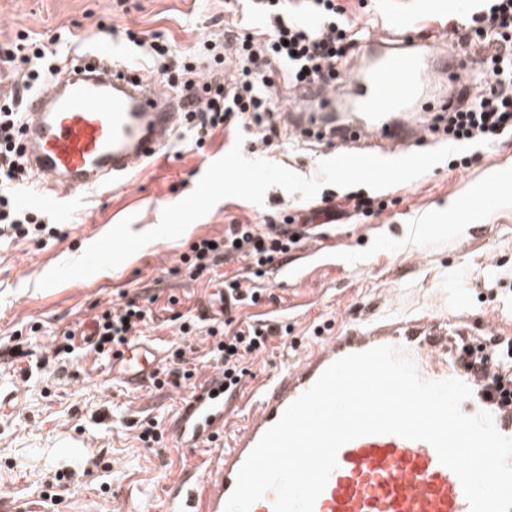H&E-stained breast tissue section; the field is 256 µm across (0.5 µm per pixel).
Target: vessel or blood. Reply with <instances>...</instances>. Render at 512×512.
<instances>
[{
  "mask_svg": "<svg viewBox=\"0 0 512 512\" xmlns=\"http://www.w3.org/2000/svg\"><path fill=\"white\" fill-rule=\"evenodd\" d=\"M369 45L380 51L376 63L344 80L362 90L355 113L338 118L311 109L291 112L290 131L326 128L342 143L375 137L391 148L426 132V125L391 123L387 115L419 97L424 77L453 74L454 54L436 53L433 45L410 39L386 45L373 36ZM111 59L107 46L85 56L84 71L61 69L24 114L27 165L53 189L83 192L128 178L164 149L186 120L183 95L160 90L141 74L109 68ZM334 89V80L327 79L297 90L296 97L310 106L328 103ZM457 322L454 308L443 307L418 317L367 320L316 343L269 377L240 415L234 435L217 448L210 442L223 431L229 404L221 372L211 373L172 428L177 446L204 447L208 453L201 470L189 473L169 495L168 512H225L239 468L284 410L334 361L378 345L410 359L422 380L463 381L471 390L463 413H489L496 429L512 438V405L501 404L479 370L448 360V330ZM159 364L158 351L136 341L113 357L110 372L134 385L149 379ZM313 512H470V507L458 477L429 443L384 434L339 449L337 467Z\"/></svg>",
  "mask_w": 512,
  "mask_h": 512,
  "instance_id": "b4317fda",
  "label": "vessel or blood"
}]
</instances>
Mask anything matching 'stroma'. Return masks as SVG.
I'll return each mask as SVG.
<instances>
[{
  "label": "stroma",
  "mask_w": 512,
  "mask_h": 512,
  "mask_svg": "<svg viewBox=\"0 0 512 512\" xmlns=\"http://www.w3.org/2000/svg\"><path fill=\"white\" fill-rule=\"evenodd\" d=\"M349 28L341 73L366 60L368 32L390 31L418 42L456 41L460 0H336ZM254 41L267 38L269 20L254 15L248 0H0V45L18 34L62 30L76 34L84 53L130 30L146 43L169 45L174 54L196 55L199 74L212 72L203 42L222 44L232 26ZM181 127L168 148L123 186L58 198L48 206L61 235L47 245L32 240L0 243V506L27 512H166L170 489L201 464L202 448L171 442L149 448L140 425L156 418L162 428L177 421L195 387L183 382L162 390L132 386L110 377L108 358L79 352L56 360L53 335L92 321L119 301L121 293L152 299L153 320L141 341L166 351L179 335L167 322L169 298L177 309L211 313V289L179 269L180 257L200 238L220 237L227 224H281L342 204L345 189L322 188L312 200L274 187L265 206L239 198L218 202L176 239H158L118 267L73 279L48 290L38 281L57 264L75 258L126 216L132 231L155 227L164 207L195 187L209 165L241 143L250 159H265L299 176L315 178L321 160L343 150L327 140L283 136L272 145L254 124L237 132L214 130L203 149ZM469 166L458 157L420 177L383 190L388 208L377 217L338 213L334 223L315 227L287 257L298 277L284 280L270 270L261 283L272 301L237 309V320L254 314L283 317L288 336L247 360L240 397L250 396L286 358L310 343L336 335L348 324L385 315H414L459 290L461 313L472 320L497 306H512V137L476 148ZM501 190L485 211L465 206L466 197L491 185ZM31 335L15 340L20 328Z\"/></svg>",
  "instance_id": "35a3bbf8"
}]
</instances>
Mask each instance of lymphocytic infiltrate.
Instances as JSON below:
<instances>
[{
    "instance_id": "lymphocytic-infiltrate-1",
    "label": "lymphocytic infiltrate",
    "mask_w": 512,
    "mask_h": 512,
    "mask_svg": "<svg viewBox=\"0 0 512 512\" xmlns=\"http://www.w3.org/2000/svg\"><path fill=\"white\" fill-rule=\"evenodd\" d=\"M258 10L270 20L272 28L264 42L250 36H236L239 75L230 83L217 80L196 84V68L192 63L179 65L186 87H200L205 102L190 108L187 120L196 145L217 128L235 127L243 117H251L263 128L265 143L281 138L282 130L270 119V103L266 93V72L278 66L284 69L289 83L310 85L336 74L335 65L345 54L346 27L341 20L343 9L336 0H306L307 10L320 23L310 27L288 13L286 0H254ZM461 46L480 43L487 52L484 67L477 78L479 96L461 89L460 105L449 112L444 130L449 140L475 142L496 141L512 134V0H482L479 11L464 20L458 34ZM61 36L53 33L31 42L18 37L9 46H0V63L23 65L11 100L0 103V242L29 238L45 244L57 239L59 229L39 210L21 209L15 189L28 176L21 162L20 119L36 93L46 87L50 75L56 74ZM300 228L280 229L276 224H228L224 235L215 241L200 238L193 241L181 257L191 276L198 279L216 277L217 267L231 258L245 260L249 273L261 278L267 266L297 247ZM220 300L226 317L223 322L203 326L193 315H181L178 330L189 336L206 331L212 342L209 360L224 372V392L232 394L247 373L245 362L266 350L272 337L280 335L278 323H245L235 325L232 309L242 305H258L262 291L242 287L237 276L218 279ZM148 307L136 299L113 304L95 316L89 332L92 350L99 355L118 352L131 342L150 320Z\"/></svg>"
}]
</instances>
